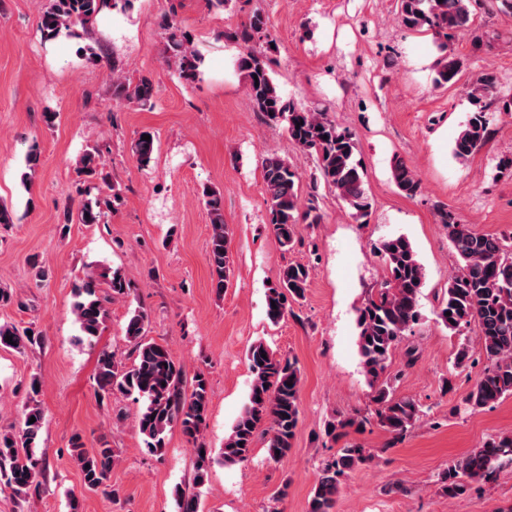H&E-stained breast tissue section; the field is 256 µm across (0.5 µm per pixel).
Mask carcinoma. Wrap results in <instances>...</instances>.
Segmentation results:
<instances>
[{
	"label": "carcinoma",
	"mask_w": 512,
	"mask_h": 512,
	"mask_svg": "<svg viewBox=\"0 0 512 512\" xmlns=\"http://www.w3.org/2000/svg\"><path fill=\"white\" fill-rule=\"evenodd\" d=\"M472 0H398V19L408 30L429 32L438 51L434 84L445 86L459 80L462 64L450 40L469 31L473 25ZM117 6L116 0H48L40 20L44 40L78 36L76 28L90 26L104 10ZM171 58L178 76L187 84L200 76L201 57L190 38L166 23ZM224 39L239 48L238 68L246 78V95L254 111L267 121L281 124L289 138L314 158L321 183L314 184L306 200H301L300 175L288 161L276 154L263 157L261 166L268 204V224L281 247L288 251L295 244L297 224H319V188L332 192L358 223L365 224L371 213L364 170L356 159L358 146L353 135L341 129L323 109H310L285 99L272 76L271 40L267 20L254 13L248 22L224 33ZM112 80L129 102L150 103L153 85L141 77L132 82L112 66ZM499 94L498 78L492 72L481 74L467 85L471 109L456 137L452 154L466 161L489 136L488 99ZM131 152L138 164L147 166L154 153V141L137 137ZM78 173L87 181H101L106 191L94 194L93 187L81 191L76 210L65 211L66 223L99 224L105 211L121 201L117 185L104 173L100 150H84L75 161ZM397 189L412 198L421 192V180L404 160L391 166ZM210 221L208 261L212 287L221 294L233 273L231 262L232 230L224 221L220 192L202 191ZM439 222L448 231V241L459 265L448 278L436 311L437 318L454 334L476 325L474 342L460 344L455 366L466 365L474 355L483 357L486 366L470 390L464 404L472 411L486 408L512 395V238L473 231L452 213L439 210ZM379 253L385 274L357 309V350L370 386L376 390L375 410L381 427L399 438L424 416L422 406L409 397H397L384 374L395 350L419 321V298L426 273L411 242L403 236L381 242ZM312 267L301 263L285 265L277 281L267 288L266 313L277 324L293 313V304L305 298ZM109 293L99 294L100 283ZM130 281L119 267H108L98 275H88L73 285L72 311L79 325L80 342H93L102 332L109 313L106 302L129 295ZM149 313L141 306L131 311L125 336L136 353L133 364L118 363L112 353L101 351L97 359L95 393L104 397L118 391L140 403L138 430L145 448L160 453L165 448L167 431L177 426L195 452V484L202 485L215 463L235 466L248 463L259 435H264L267 457L278 462L288 456L300 421L299 393L302 373L298 360L278 355L259 340L246 352L252 380L241 414L224 437V448L215 452L203 436L210 412L209 379L199 369L190 378L170 349L147 339ZM32 335H27V332ZM12 342H7V337ZM42 334L30 326L0 325V346L25 350L41 345ZM39 380L28 385L30 405L23 426L16 433L0 432V483L11 488L19 503L27 501L40 486L46 470L37 456V440L43 411L36 400ZM35 422H30V418ZM363 425L354 417H333L325 423L333 439L346 435V429ZM72 456L83 474L84 486L96 491L106 487L115 450L108 443L88 450L81 436L71 438ZM372 459L369 450L345 443L323 465L309 501V512H334L337 498L348 473ZM512 464V433L485 441L462 460L453 461L440 475L442 490L454 498L465 492L471 481H488L503 465ZM177 512H202L197 494L176 492Z\"/></svg>",
	"instance_id": "carcinoma-1"
}]
</instances>
